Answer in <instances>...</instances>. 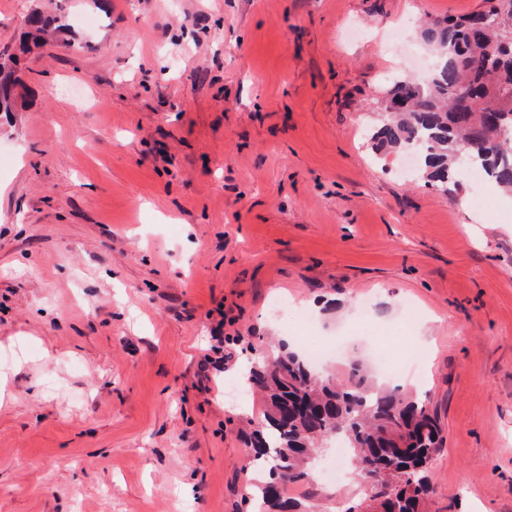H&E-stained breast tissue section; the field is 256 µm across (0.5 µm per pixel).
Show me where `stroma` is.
<instances>
[{
	"label": "stroma",
	"mask_w": 512,
	"mask_h": 512,
	"mask_svg": "<svg viewBox=\"0 0 512 512\" xmlns=\"http://www.w3.org/2000/svg\"><path fill=\"white\" fill-rule=\"evenodd\" d=\"M483 5L0 0V512H243L262 404L225 389L276 296L353 358L370 300L441 428L429 512H512V195L368 143L394 29Z\"/></svg>",
	"instance_id": "35a3bbf8"
}]
</instances>
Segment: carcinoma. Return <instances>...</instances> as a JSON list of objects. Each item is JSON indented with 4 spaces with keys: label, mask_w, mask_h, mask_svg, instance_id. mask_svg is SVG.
<instances>
[{
    "label": "carcinoma",
    "mask_w": 512,
    "mask_h": 512,
    "mask_svg": "<svg viewBox=\"0 0 512 512\" xmlns=\"http://www.w3.org/2000/svg\"><path fill=\"white\" fill-rule=\"evenodd\" d=\"M485 23L469 14L425 24L422 36L439 60L426 87L399 81L372 134L379 151L412 148L423 177L441 191L461 175L456 154L487 180L512 192V0H497ZM31 34L48 31L40 12L27 19ZM14 83L0 74V112L13 109ZM495 104L488 122L478 100ZM249 388L264 394L258 428L251 436L252 461L271 477L244 493L246 512H317L315 492L294 497L290 485L310 484L319 453L342 440L353 454L355 498L344 512H423L431 489L430 463L441 436L436 417L418 396L378 388L370 370L353 361L340 374L320 373L307 359L284 350L249 370Z\"/></svg>",
    "instance_id": "1"
}]
</instances>
